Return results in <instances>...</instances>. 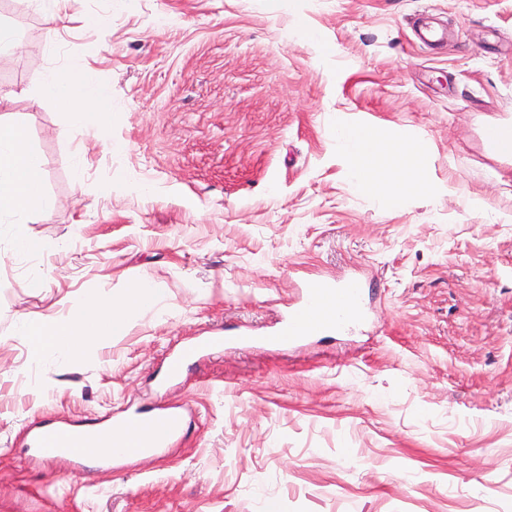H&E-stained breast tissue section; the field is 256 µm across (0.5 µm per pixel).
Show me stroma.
Returning <instances> with one entry per match:
<instances>
[{
	"instance_id": "1",
	"label": "stroma",
	"mask_w": 512,
	"mask_h": 512,
	"mask_svg": "<svg viewBox=\"0 0 512 512\" xmlns=\"http://www.w3.org/2000/svg\"><path fill=\"white\" fill-rule=\"evenodd\" d=\"M0 0V115L42 159L50 215L0 223V512H512V0ZM430 19L446 37L413 39ZM55 72L92 77L76 128ZM420 144L429 191L367 196L340 128ZM39 243L23 251L20 240ZM359 272L368 323L288 347L216 346L175 385L170 355L273 328L302 285ZM148 280L162 298L64 365L24 319ZM181 406L163 453L111 471L30 455L33 424ZM44 92L47 95L65 99L74 126L102 124L106 120L107 113L104 112L106 96L88 76L82 78L80 91L73 93L57 73L52 72L45 79Z\"/></svg>"
}]
</instances>
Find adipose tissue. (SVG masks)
<instances>
[{"instance_id":"obj_1","label":"adipose tissue","mask_w":512,"mask_h":512,"mask_svg":"<svg viewBox=\"0 0 512 512\" xmlns=\"http://www.w3.org/2000/svg\"><path fill=\"white\" fill-rule=\"evenodd\" d=\"M44 91L65 99L75 126L100 124L107 117L106 96L91 78H82L80 91L74 92L53 72L45 79ZM346 138L354 159L351 174L365 192L395 201L426 192L427 184L419 170V145L381 142L364 129L347 131ZM41 165L40 156L27 147L22 127L0 118V214H24L34 207L43 214L52 213L55 201L39 186ZM159 303L156 289L143 280L124 294H93L68 315L20 321L17 331L38 341L48 340L56 362L64 364L76 347L122 334L130 325L132 310Z\"/></svg>"}]
</instances>
